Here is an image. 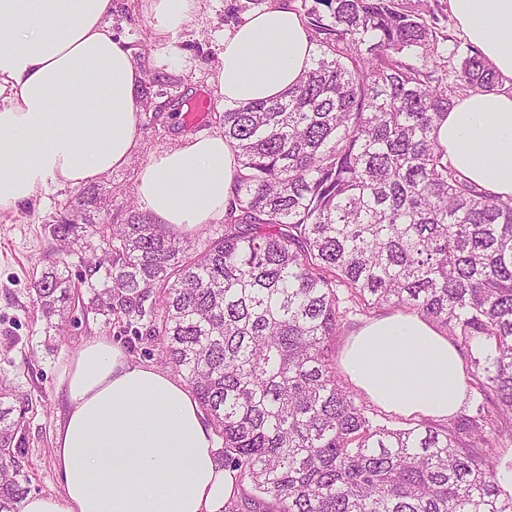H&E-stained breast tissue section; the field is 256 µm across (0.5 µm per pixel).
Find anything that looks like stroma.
Instances as JSON below:
<instances>
[{
  "instance_id": "35a3bbf8",
  "label": "stroma",
  "mask_w": 512,
  "mask_h": 512,
  "mask_svg": "<svg viewBox=\"0 0 512 512\" xmlns=\"http://www.w3.org/2000/svg\"><path fill=\"white\" fill-rule=\"evenodd\" d=\"M237 3V17L254 10L253 0H199L197 14L188 27L171 38L169 45L155 37L149 0H114L112 32L134 51V60L145 75L149 92L139 124L138 149L131 163L89 184V203L78 206L79 188L52 189L39 193L33 204L0 215V377L7 378L33 401L27 416L29 448L22 461L34 494H57L61 484L53 466L55 436L67 399L60 375L85 343L106 336L120 345L137 364L158 366L159 359L133 348L117 329L106 328L102 319L86 314L80 325L67 327L66 339L50 349L45 322L34 302L32 281L60 256L44 234V225L79 210L80 222L124 220L126 205L136 198L141 168L165 149L175 148L183 137L209 135L222 130L221 112L211 106L200 128L187 126L182 115L198 97L212 92L211 79L218 64V43L234 18L227 10Z\"/></svg>"
}]
</instances>
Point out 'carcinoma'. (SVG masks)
Returning <instances> with one entry per match:
<instances>
[{
    "label": "carcinoma",
    "instance_id": "carcinoma-1",
    "mask_svg": "<svg viewBox=\"0 0 512 512\" xmlns=\"http://www.w3.org/2000/svg\"><path fill=\"white\" fill-rule=\"evenodd\" d=\"M325 9H320V6ZM316 55L282 99L224 110L241 172L222 233L124 223L44 225L79 251L81 311L158 352L247 482L245 512H512L495 448L512 440V197L464 178L432 136L456 101L505 90L469 46L445 53L425 0H299ZM45 333L76 325L67 267L34 281ZM406 308L467 349L493 403L448 424L376 422L337 375L349 314ZM28 397L0 380V512L28 495Z\"/></svg>",
    "mask_w": 512,
    "mask_h": 512
}]
</instances>
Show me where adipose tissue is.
<instances>
[{
  "mask_svg": "<svg viewBox=\"0 0 512 512\" xmlns=\"http://www.w3.org/2000/svg\"><path fill=\"white\" fill-rule=\"evenodd\" d=\"M463 38L512 80V0H448ZM198 0H151L157 37L194 19ZM315 53L282 6L225 31L212 78L221 105L287 94ZM144 80L112 33V0H0V212L39 192L97 181L137 146ZM470 182L512 196V92L461 98L434 130ZM240 165L223 133L187 137L141 169L137 196L179 232L223 220ZM343 366L375 403L443 419L465 395L456 346L432 324L394 314L354 334ZM68 409L55 438L60 494L24 498L19 512H224L238 492L215 432L173 375L129 361L108 338L87 342L62 373Z\"/></svg>",
  "mask_w": 512,
  "mask_h": 512,
  "instance_id": "1",
  "label": "adipose tissue"
}]
</instances>
